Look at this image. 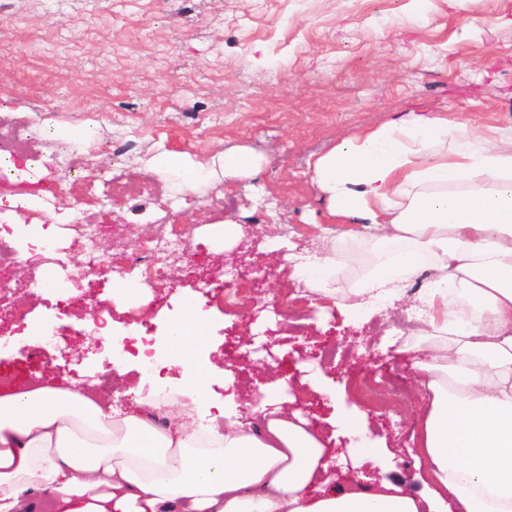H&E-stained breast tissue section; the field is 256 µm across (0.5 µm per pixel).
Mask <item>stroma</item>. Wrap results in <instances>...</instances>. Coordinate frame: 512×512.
I'll return each mask as SVG.
<instances>
[{"mask_svg": "<svg viewBox=\"0 0 512 512\" xmlns=\"http://www.w3.org/2000/svg\"><path fill=\"white\" fill-rule=\"evenodd\" d=\"M474 17L479 31H466ZM413 112L457 113L477 132L512 129V0H0V118L27 126L36 167L64 189L56 212L72 210L85 183L101 197L94 222L60 225L36 267L12 268L0 280L9 290L0 300V375L18 388L35 379L61 388L94 380L123 409L133 406L139 382L178 387V369L148 375L132 356L115 365L86 305L109 299L111 274L87 261L96 252L112 274L141 284L143 246L185 224V248L164 255L171 281L149 290L148 321L113 312L116 333L157 332L181 295H196L239 394V421L254 420L272 392L296 398L339 455L334 473L350 478L378 470L345 458L351 438L334 436L330 417L361 408L359 375L386 388L402 380L418 398L400 415H368L361 439L386 444L388 476L422 489L415 454L430 398L417 365L430 362L438 337L397 341L404 316L427 314L415 290L404 287L378 308L361 294L350 318L330 293L288 328L228 309L201 288L204 276L230 266L259 270L263 296L283 310L288 255L336 260L340 273L357 274L377 245L334 229L308 163L331 144ZM83 128L90 137H76ZM116 144L127 152L113 154ZM239 149L260 159L258 177L225 178L219 156ZM162 151L207 166L210 177L187 193L171 191L169 174L148 164ZM132 172L153 179L161 196H113ZM216 195L234 199L235 210L209 209ZM226 221L242 228L229 246L214 233ZM40 266L72 282L77 295L38 292ZM21 313L39 335L12 336ZM330 344L335 359L321 361L319 348Z\"/></svg>", "mask_w": 512, "mask_h": 512, "instance_id": "1", "label": "stroma"}]
</instances>
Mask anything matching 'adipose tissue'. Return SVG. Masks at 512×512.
I'll return each mask as SVG.
<instances>
[{
  "instance_id": "obj_1",
  "label": "adipose tissue",
  "mask_w": 512,
  "mask_h": 512,
  "mask_svg": "<svg viewBox=\"0 0 512 512\" xmlns=\"http://www.w3.org/2000/svg\"><path fill=\"white\" fill-rule=\"evenodd\" d=\"M153 168L184 192L209 176L163 152ZM310 167L330 215L371 230L379 261L365 289L424 268L449 338L420 364L432 395L419 458L430 487L331 483L329 448L300 412L234 421L211 398L208 322L183 296L163 347L182 394L224 418L199 447L187 425L156 429L84 387L38 384L0 396V512H512V135L477 134L445 113H413L329 147Z\"/></svg>"
}]
</instances>
